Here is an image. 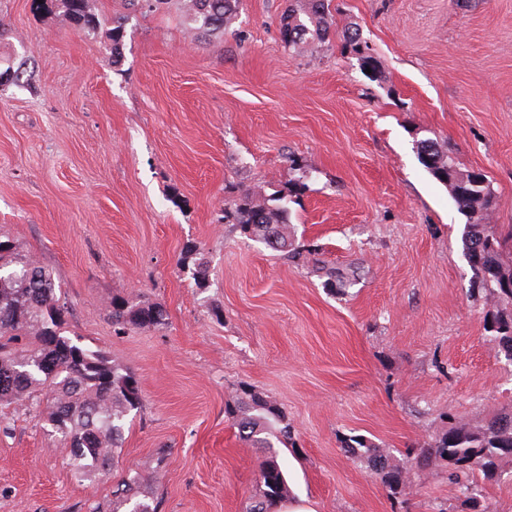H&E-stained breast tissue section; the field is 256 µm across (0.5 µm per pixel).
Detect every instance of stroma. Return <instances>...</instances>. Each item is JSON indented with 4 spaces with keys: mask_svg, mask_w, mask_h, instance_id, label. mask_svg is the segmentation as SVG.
Returning <instances> with one entry per match:
<instances>
[{
    "mask_svg": "<svg viewBox=\"0 0 512 512\" xmlns=\"http://www.w3.org/2000/svg\"><path fill=\"white\" fill-rule=\"evenodd\" d=\"M94 7L88 35L61 0H0V51L29 70L0 87V236L52 272L69 335L132 371L142 407L83 482L45 405L0 410V512H110L130 470L158 512H245L265 451L224 407L246 386L290 423L280 461L315 512H512V482L473 502L419 462L449 417L512 405V362L488 339L467 219L417 156L425 138L449 148L485 174L490 226L512 224V0H329L328 42L301 51L280 38L288 0H242L199 39L173 5ZM249 189L292 192L287 251L243 233ZM189 245L205 287L179 263ZM115 296L167 328L115 333ZM354 436L409 462L403 495L345 452Z\"/></svg>",
    "mask_w": 512,
    "mask_h": 512,
    "instance_id": "obj_1",
    "label": "stroma"
}]
</instances>
